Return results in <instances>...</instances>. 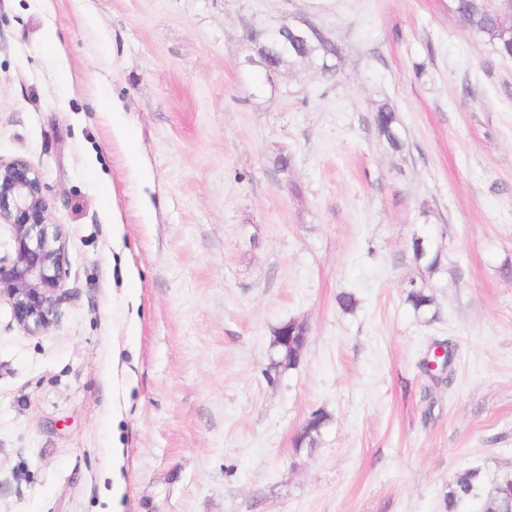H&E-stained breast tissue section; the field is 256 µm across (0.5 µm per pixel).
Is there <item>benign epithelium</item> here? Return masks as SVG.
I'll return each mask as SVG.
<instances>
[{
	"label": "benign epithelium",
	"mask_w": 512,
	"mask_h": 512,
	"mask_svg": "<svg viewBox=\"0 0 512 512\" xmlns=\"http://www.w3.org/2000/svg\"><path fill=\"white\" fill-rule=\"evenodd\" d=\"M280 54L288 44L304 43V28L283 22L267 31ZM0 224L11 225L14 250L0 255V301H6L14 320L36 334L53 322L66 296L64 288L65 242L58 225L49 222L40 172L27 161L0 158ZM296 328L284 324L274 346H302Z\"/></svg>",
	"instance_id": "obj_1"
}]
</instances>
